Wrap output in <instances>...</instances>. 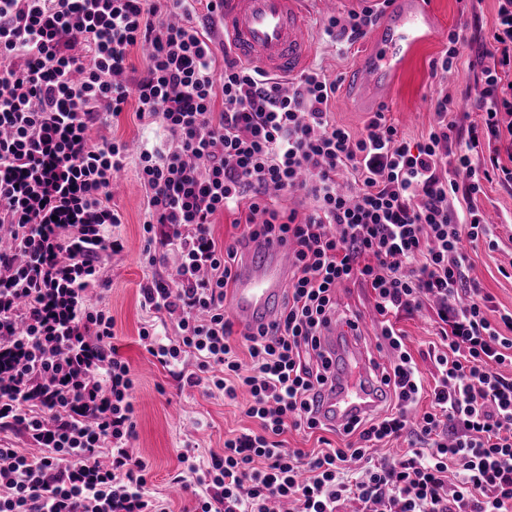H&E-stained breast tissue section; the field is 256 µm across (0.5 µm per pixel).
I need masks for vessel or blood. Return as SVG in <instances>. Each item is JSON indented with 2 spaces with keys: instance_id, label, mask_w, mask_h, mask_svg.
I'll list each match as a JSON object with an SVG mask.
<instances>
[{
  "instance_id": "b4317fda",
  "label": "vessel or blood",
  "mask_w": 512,
  "mask_h": 512,
  "mask_svg": "<svg viewBox=\"0 0 512 512\" xmlns=\"http://www.w3.org/2000/svg\"><path fill=\"white\" fill-rule=\"evenodd\" d=\"M300 0H221L224 36L237 55L270 75L287 78L299 73L311 51V38ZM379 6L380 25L373 46L348 78L363 108L378 110L411 49L435 36L436 21L427 0H367ZM290 270L289 248L276 240L258 239L243 249L235 267V284L224 299V310L243 330L271 327L279 317L282 284ZM323 346L335 370L319 388L318 419L345 428L352 416L369 407L362 381L374 368L364 347L353 339L349 321L333 320L323 335Z\"/></svg>"
}]
</instances>
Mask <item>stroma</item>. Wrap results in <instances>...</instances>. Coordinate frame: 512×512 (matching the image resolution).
<instances>
[{
  "mask_svg": "<svg viewBox=\"0 0 512 512\" xmlns=\"http://www.w3.org/2000/svg\"><path fill=\"white\" fill-rule=\"evenodd\" d=\"M499 0H431L437 18L438 33L416 46L404 61L387 91L385 110L389 120L411 143L425 140L435 117L436 100L449 95L458 105L454 114L456 135L467 139L471 125L480 115L472 102L482 92V69L490 65L487 54L494 30ZM347 6L340 0H306L304 17L313 43L309 67L319 69L338 83L331 102L332 118L351 132H360L370 117L359 108L345 88L347 75L365 50L366 41L346 45L332 40L324 32L329 17L343 16ZM465 36L461 56L445 72H433L448 46L449 32ZM146 193L135 163H128L112 184V206L122 216L121 223L108 231L123 239L125 248L107 262L104 276L109 282L104 302L114 321V345L129 362L138 378L135 409L138 437L137 453L149 464L148 488L170 502L172 512H191L194 498L186 491H174L172 479L180 464L178 448L194 446L201 456L222 452L224 438L253 428L252 420L241 408L226 403L222 394L199 388H180L168 368L163 367L140 344L141 327L153 320L152 312L141 305L140 288L151 280L154 268L142 258L144 242L141 222ZM473 201L494 226V246L479 243L469 250L470 276L479 282L493 301L496 310H512V278L503 277L501 268L512 266V182L485 184ZM337 315L359 319L365 343L373 358L380 363L389 360L381 339V327L374 310L370 289L360 284H347L336 290ZM406 338L418 368L424 376L434 371L428 351L437 340V328L431 309L401 314L394 321Z\"/></svg>",
  "mask_w": 512,
  "mask_h": 512,
  "instance_id": "obj_1",
  "label": "stroma"
}]
</instances>
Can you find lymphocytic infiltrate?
<instances>
[{"instance_id":"1","label":"lymphocytic infiltrate","mask_w":512,"mask_h":512,"mask_svg":"<svg viewBox=\"0 0 512 512\" xmlns=\"http://www.w3.org/2000/svg\"><path fill=\"white\" fill-rule=\"evenodd\" d=\"M0 0V512H171L147 486L133 446L137 379L112 343L114 321L91 306L106 289L101 269L124 248L103 225L125 142L103 130L135 101L140 124L166 138L141 145L146 191L143 256L175 271L141 287L142 305L175 316L142 346L179 383L223 393L259 432L225 439L199 458L179 449L175 480L193 489L194 512H512V312L491 322V298L467 275L464 241L490 236L474 206L455 207L459 188L512 182L499 145L512 139V100L498 92L512 72V0H501L475 103L483 122L455 135L456 105L441 96L424 142L410 144L385 113L360 135L331 118L336 83L309 69L291 92L232 53L217 57L198 12L220 0ZM378 15L371 8L329 17L326 34L354 44ZM142 74L128 75L133 47ZM303 192L309 213L277 204ZM234 215L241 233L218 245L211 224ZM277 239L292 271L273 331L235 334L224 298L244 245ZM371 288L381 336L393 352L381 379L390 407L356 420L345 446L329 445L313 414L332 362L321 338L336 315V290ZM432 306L438 347L426 387L393 319ZM430 409L411 414L422 396ZM317 435V449L287 447L288 429ZM24 438L25 449L5 440ZM419 445L376 456L403 434Z\"/></svg>"}]
</instances>
